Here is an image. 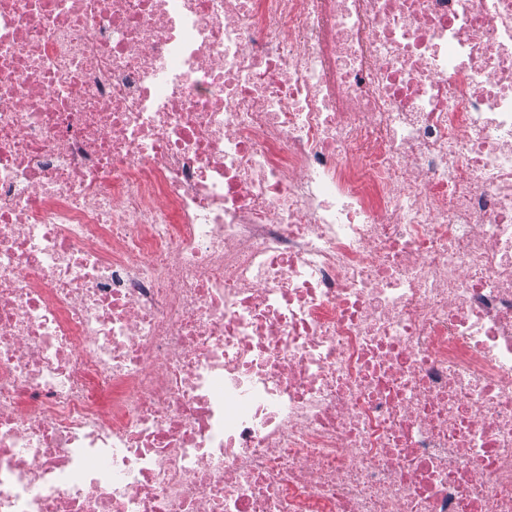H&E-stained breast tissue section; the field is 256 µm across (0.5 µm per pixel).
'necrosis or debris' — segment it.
Here are the masks:
<instances>
[{"label":"necrosis or debris","mask_w":512,"mask_h":512,"mask_svg":"<svg viewBox=\"0 0 512 512\" xmlns=\"http://www.w3.org/2000/svg\"><path fill=\"white\" fill-rule=\"evenodd\" d=\"M0 512H512V0H0Z\"/></svg>","instance_id":"necrosis-or-debris-1"}]
</instances>
